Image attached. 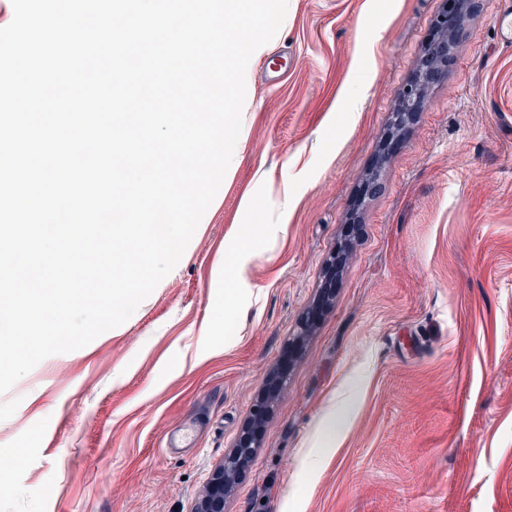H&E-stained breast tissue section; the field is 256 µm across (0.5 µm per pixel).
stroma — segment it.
<instances>
[{
  "mask_svg": "<svg viewBox=\"0 0 512 512\" xmlns=\"http://www.w3.org/2000/svg\"><path fill=\"white\" fill-rule=\"evenodd\" d=\"M447 3L288 0L180 262L124 324L0 395V512H194L264 398L224 512H512L504 0H467L395 126ZM194 420L195 447L166 450ZM423 96L421 78L408 84L401 95L402 107L398 112L397 122L399 126H405L419 109L417 103Z\"/></svg>",
  "mask_w": 512,
  "mask_h": 512,
  "instance_id": "stroma-1",
  "label": "stroma"
}]
</instances>
